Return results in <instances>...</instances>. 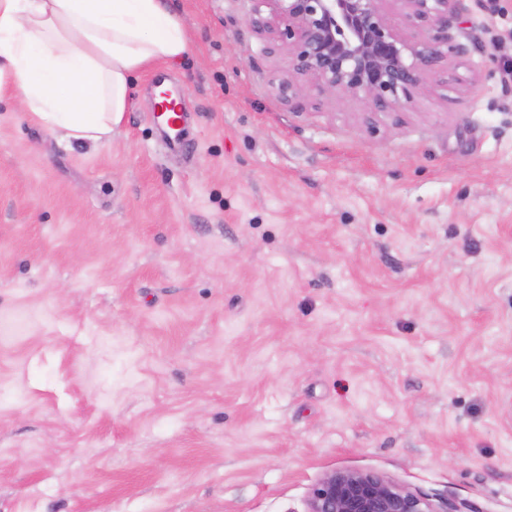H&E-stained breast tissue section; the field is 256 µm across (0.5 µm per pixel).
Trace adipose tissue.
<instances>
[{
    "label": "adipose tissue",
    "mask_w": 512,
    "mask_h": 512,
    "mask_svg": "<svg viewBox=\"0 0 512 512\" xmlns=\"http://www.w3.org/2000/svg\"><path fill=\"white\" fill-rule=\"evenodd\" d=\"M189 51L167 0H0V99L71 142L109 144L134 75Z\"/></svg>",
    "instance_id": "adipose-tissue-1"
}]
</instances>
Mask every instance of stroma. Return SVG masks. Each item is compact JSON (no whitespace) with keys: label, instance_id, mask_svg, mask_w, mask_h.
Listing matches in <instances>:
<instances>
[{"label":"stroma","instance_id":"35a3bbf8","mask_svg":"<svg viewBox=\"0 0 512 512\" xmlns=\"http://www.w3.org/2000/svg\"><path fill=\"white\" fill-rule=\"evenodd\" d=\"M169 6L192 52L109 145L0 102V512H306L339 469L512 512V0L376 114L289 110L254 0Z\"/></svg>","mask_w":512,"mask_h":512}]
</instances>
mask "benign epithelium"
Instances as JSON below:
<instances>
[{"instance_id":"1","label":"benign epithelium","mask_w":512,"mask_h":512,"mask_svg":"<svg viewBox=\"0 0 512 512\" xmlns=\"http://www.w3.org/2000/svg\"><path fill=\"white\" fill-rule=\"evenodd\" d=\"M269 8L249 26L268 53H288L278 94L301 112L318 97L351 95L372 112L411 104L424 82L448 73L449 60L469 53L450 30H463L465 0H398L392 21L385 0H260ZM306 512H437L425 496L375 472L335 470L311 489Z\"/></svg>"}]
</instances>
